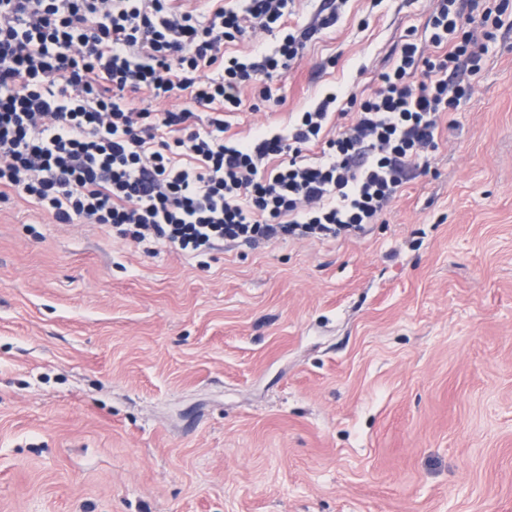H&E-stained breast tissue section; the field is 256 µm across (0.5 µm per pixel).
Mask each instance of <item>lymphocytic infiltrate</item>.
Here are the masks:
<instances>
[{
	"label": "lymphocytic infiltrate",
	"mask_w": 512,
	"mask_h": 512,
	"mask_svg": "<svg viewBox=\"0 0 512 512\" xmlns=\"http://www.w3.org/2000/svg\"><path fill=\"white\" fill-rule=\"evenodd\" d=\"M0 0V200L57 223L198 257L276 240H335L378 223L408 173L427 170L446 113L470 97L512 0H437L366 96L326 93L288 128L232 130L244 87L273 99L304 42L294 0ZM480 12V29L463 15ZM273 50L238 55L248 29ZM434 46L424 55L420 43ZM186 94L195 110H157Z\"/></svg>",
	"instance_id": "lymphocytic-infiltrate-1"
}]
</instances>
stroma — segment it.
Here are the masks:
<instances>
[{
  "label": "stroma",
  "mask_w": 512,
  "mask_h": 512,
  "mask_svg": "<svg viewBox=\"0 0 512 512\" xmlns=\"http://www.w3.org/2000/svg\"><path fill=\"white\" fill-rule=\"evenodd\" d=\"M435 0H348L274 101L370 94ZM357 236L191 258L0 201V512H512V15Z\"/></svg>",
  "instance_id": "stroma-1"
}]
</instances>
